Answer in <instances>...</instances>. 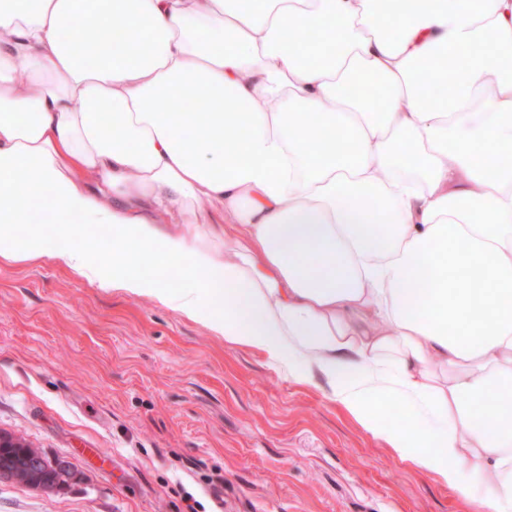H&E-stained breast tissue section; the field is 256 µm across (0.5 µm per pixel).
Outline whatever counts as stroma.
I'll list each match as a JSON object with an SVG mask.
<instances>
[{
	"mask_svg": "<svg viewBox=\"0 0 512 512\" xmlns=\"http://www.w3.org/2000/svg\"><path fill=\"white\" fill-rule=\"evenodd\" d=\"M172 308L0 260V431L69 457L0 512H472L324 395Z\"/></svg>",
	"mask_w": 512,
	"mask_h": 512,
	"instance_id": "obj_1",
	"label": "stroma"
}]
</instances>
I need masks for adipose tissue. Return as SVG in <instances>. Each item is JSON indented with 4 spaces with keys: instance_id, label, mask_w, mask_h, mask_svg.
I'll return each mask as SVG.
<instances>
[{
    "instance_id": "obj_1",
    "label": "adipose tissue",
    "mask_w": 512,
    "mask_h": 512,
    "mask_svg": "<svg viewBox=\"0 0 512 512\" xmlns=\"http://www.w3.org/2000/svg\"><path fill=\"white\" fill-rule=\"evenodd\" d=\"M80 23L125 36L101 61ZM87 224L124 251L60 247ZM1 258L324 380L401 461L512 512V0H0Z\"/></svg>"
}]
</instances>
